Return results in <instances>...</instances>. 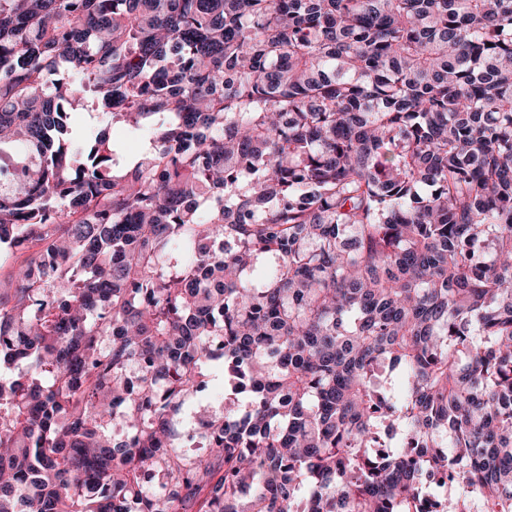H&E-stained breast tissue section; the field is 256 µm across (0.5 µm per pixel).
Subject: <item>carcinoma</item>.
<instances>
[{
    "label": "carcinoma",
    "mask_w": 512,
    "mask_h": 512,
    "mask_svg": "<svg viewBox=\"0 0 512 512\" xmlns=\"http://www.w3.org/2000/svg\"><path fill=\"white\" fill-rule=\"evenodd\" d=\"M2 157L0 512H512V0H0ZM110 136L116 143L117 150L120 154V166H131L143 147L144 140L141 137L128 135L124 130L112 129Z\"/></svg>",
    "instance_id": "cac0c4a2"
}]
</instances>
